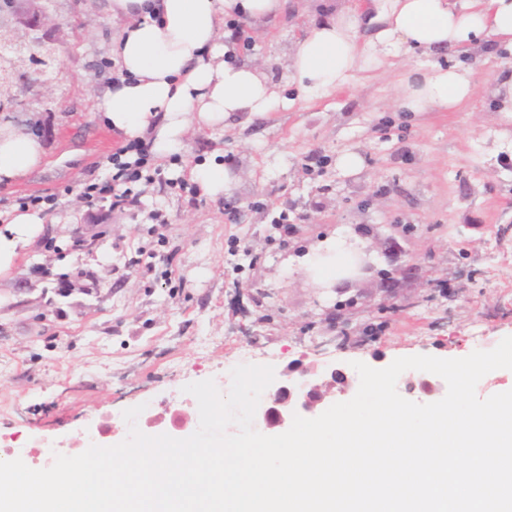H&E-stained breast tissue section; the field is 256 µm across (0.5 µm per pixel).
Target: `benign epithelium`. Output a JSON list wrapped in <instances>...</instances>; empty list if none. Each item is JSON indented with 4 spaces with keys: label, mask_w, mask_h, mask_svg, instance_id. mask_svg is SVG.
<instances>
[{
    "label": "benign epithelium",
    "mask_w": 512,
    "mask_h": 512,
    "mask_svg": "<svg viewBox=\"0 0 512 512\" xmlns=\"http://www.w3.org/2000/svg\"><path fill=\"white\" fill-rule=\"evenodd\" d=\"M35 2L37 0H10L9 13L16 17L18 24L29 30L38 27L42 17V13L33 7ZM390 228L393 235L388 237V250L383 255L392 269L378 271V277L385 297L394 298L397 288L415 279L417 265L411 260L398 262L395 234L400 232L401 225L392 224ZM349 385L347 375L338 368L332 369L328 375L316 377L299 361L285 373V378L271 384L267 400L258 405L254 426L284 430L292 424L294 414H316L326 406L333 389L338 387L344 392Z\"/></svg>",
    "instance_id": "obj_1"
}]
</instances>
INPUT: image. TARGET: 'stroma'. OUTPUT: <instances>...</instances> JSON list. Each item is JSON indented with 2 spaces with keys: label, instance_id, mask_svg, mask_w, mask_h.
<instances>
[{
  "label": "stroma",
  "instance_id": "obj_1",
  "mask_svg": "<svg viewBox=\"0 0 512 512\" xmlns=\"http://www.w3.org/2000/svg\"><path fill=\"white\" fill-rule=\"evenodd\" d=\"M47 19L28 32L33 54L55 52L54 78L25 63L17 104L0 125L25 128L44 146L40 166L0 185V198L49 197L45 230L0 276V437L33 465L45 449L76 448L88 435L112 446L128 435L125 409L142 406L139 429L185 438L199 425L184 385H231L239 364L273 366L283 378L303 362L318 373L380 369L413 355L488 351L512 336V118L488 94L489 68L469 56L475 96L452 110L406 112L397 86L408 62L357 73L337 93L251 123L190 130L179 152L152 156L140 204L114 210L82 198L112 173L122 135L96 108L115 71L109 48L120 25L107 0H40ZM296 24L252 22L254 57L277 88L287 59L325 0H293ZM359 172L337 166L343 152ZM320 153V170L306 167ZM216 155L227 189L211 198L180 190L187 167ZM167 222L157 225L154 212ZM393 224L418 266L396 305L377 270ZM348 229L376 270L325 287L297 259ZM95 240L73 250L72 233ZM175 252L172 267L130 266L137 250Z\"/></svg>",
  "mask_w": 512,
  "mask_h": 512
}]
</instances>
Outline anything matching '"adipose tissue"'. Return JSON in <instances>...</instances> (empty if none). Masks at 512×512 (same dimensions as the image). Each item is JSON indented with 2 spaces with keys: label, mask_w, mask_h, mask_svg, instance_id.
I'll return each mask as SVG.
<instances>
[{
  "label": "adipose tissue",
  "mask_w": 512,
  "mask_h": 512,
  "mask_svg": "<svg viewBox=\"0 0 512 512\" xmlns=\"http://www.w3.org/2000/svg\"><path fill=\"white\" fill-rule=\"evenodd\" d=\"M122 26L110 52L116 76L97 108L106 127L126 139L152 137L158 153L181 149L189 129L229 119L263 118L275 108L347 87L357 71L390 60L414 59L398 84L411 112L451 109L476 93L462 63L443 65L445 52L496 58L512 51V0H369L361 10L333 6L312 23L288 57L291 89L277 91L262 65L234 56L228 17L287 14L288 0H107ZM373 29L361 37V26ZM44 150L24 130L0 125V184H11L41 164ZM44 229L41 210H13L0 227V275ZM346 234L325 244L308 266L330 285L349 282L352 258Z\"/></svg>",
  "instance_id": "1"
}]
</instances>
